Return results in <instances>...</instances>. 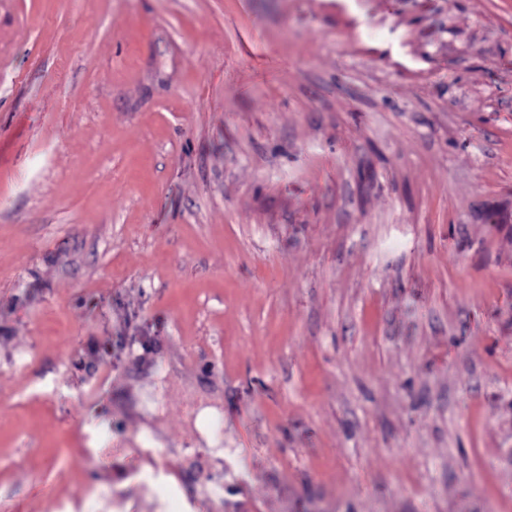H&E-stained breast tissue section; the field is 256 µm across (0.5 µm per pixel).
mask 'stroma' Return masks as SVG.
<instances>
[{
  "mask_svg": "<svg viewBox=\"0 0 512 512\" xmlns=\"http://www.w3.org/2000/svg\"><path fill=\"white\" fill-rule=\"evenodd\" d=\"M0 512H512V0H0ZM217 411L214 406H204L199 409L196 421L197 429L199 433L198 446L197 448H223L221 443L214 438L210 431L206 428L205 424L207 420Z\"/></svg>",
  "mask_w": 512,
  "mask_h": 512,
  "instance_id": "stroma-1",
  "label": "stroma"
}]
</instances>
